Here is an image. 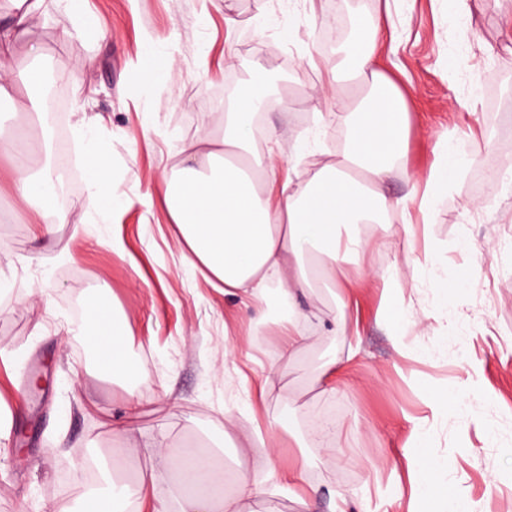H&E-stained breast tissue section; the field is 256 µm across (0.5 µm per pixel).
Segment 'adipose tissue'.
I'll return each mask as SVG.
<instances>
[{
	"label": "adipose tissue",
	"mask_w": 512,
	"mask_h": 512,
	"mask_svg": "<svg viewBox=\"0 0 512 512\" xmlns=\"http://www.w3.org/2000/svg\"><path fill=\"white\" fill-rule=\"evenodd\" d=\"M44 0H10L9 26L0 30V99L13 97L17 83L29 84L34 70L16 73L8 61L14 35L27 31L40 14ZM386 36L383 24L351 47L355 74L363 85L357 97L339 84L337 68L325 67L327 85L337 98H352L351 134L336 165L322 168L311 180L279 179L273 154L256 151L253 124L266 91L262 85L241 88L233 111L224 115L222 150L201 151L193 141L182 149L183 157L166 179L165 205L177 228L185 267L201 272L225 292L248 297L254 307L251 325L260 330L275 324L281 338L279 355L290 357L310 339L307 325L317 320L316 310L295 308L298 292L313 281L336 285V274L347 266H359L371 237L362 232L368 224L381 231L390 228L392 213H408L419 206L425 218H433L437 190L452 187L463 167L449 145L447 135L436 141L437 160L423 196L408 193L386 197L380 190L385 179L404 170V135L407 112L395 83L376 69L378 46ZM38 97L19 100L16 110L29 122L27 140L0 136V157L13 160L12 189L17 203L39 212L32 235L52 240L66 214L51 204L46 190L53 179L50 163L32 164L23 152L27 141L45 140L36 118ZM100 351L98 371L132 384L142 379L126 353V327L98 312L82 326ZM141 407L135 391L124 401L119 428L127 453L151 448L160 463L139 472L135 485L110 483L86 496L82 512H111L112 502L123 501L130 512H253L261 488L246 472H238L234 492H227L217 454L231 436L219 428L211 432V450L198 453L172 446L166 437L142 440L132 425ZM177 474L181 487L163 491L168 474ZM413 497H434L437 512H475L474 504L455 496L435 497L438 467L410 462Z\"/></svg>",
	"instance_id": "adipose-tissue-1"
}]
</instances>
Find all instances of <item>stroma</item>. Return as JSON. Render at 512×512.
Returning a JSON list of instances; mask_svg holds the SVG:
<instances>
[{
  "instance_id": "35a3bbf8",
  "label": "stroma",
  "mask_w": 512,
  "mask_h": 512,
  "mask_svg": "<svg viewBox=\"0 0 512 512\" xmlns=\"http://www.w3.org/2000/svg\"><path fill=\"white\" fill-rule=\"evenodd\" d=\"M85 10L96 28H79L45 0L13 42L15 69L29 68L34 40L45 48L44 67L78 72L63 82L57 110L79 176L61 205L67 223L41 244L0 159V349L9 355L0 361V410L9 414L0 429V512H77L88 490L77 457L121 456L112 419L125 393L69 335L74 309L92 298L127 324V350L144 379L135 421L144 435L187 446L226 425L231 470L261 485L270 467L294 470L300 485L319 490L314 512H332L340 492L357 512H408L412 437L422 425L428 459L446 462L452 495L478 503L479 512H512V186L492 177L512 161V0H469L465 11L448 0H85ZM387 13L397 29L378 61L408 112L409 171L426 180L442 133L465 165L427 232L406 240L402 216L392 218L384 246L364 257L354 302L345 303L343 281L332 292L319 286L298 295L299 308H317L321 322L311 325L308 346L284 360L275 327L253 334L238 298L182 267L162 175L203 130L223 134L229 71L239 84L259 73L282 82L257 116L259 151L287 148L303 133L301 179L335 164L349 126L336 118L315 125L306 105L323 89L315 63L338 58L322 40L324 20L340 18L350 42ZM149 50L176 58L163 81L141 75ZM286 96L297 100L294 110L280 106ZM93 151L105 155V179L122 193L108 212L88 196L85 159ZM466 241L474 253L463 251ZM428 248L442 256L440 273L456 289L449 305L421 276ZM387 268L395 278L385 303L366 282ZM473 272L478 287L459 289ZM39 287L49 305L42 321L28 309ZM402 301L413 304L415 322L398 334L393 313ZM344 310L342 335L330 324ZM229 342L251 362L225 360ZM329 362L334 394L316 380ZM265 383L273 390L262 399ZM451 385L467 393L470 411L442 422L432 404ZM258 428L269 446L252 443Z\"/></svg>"
}]
</instances>
